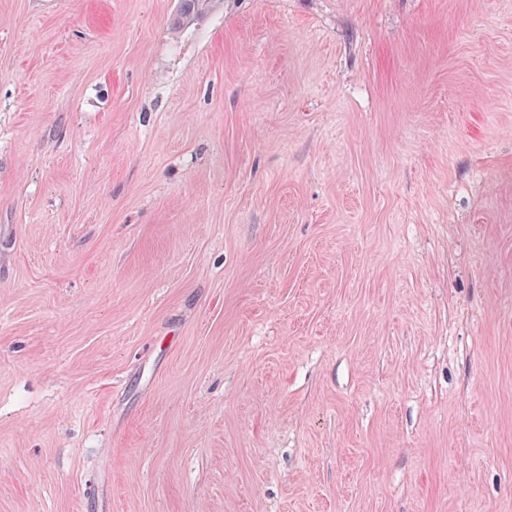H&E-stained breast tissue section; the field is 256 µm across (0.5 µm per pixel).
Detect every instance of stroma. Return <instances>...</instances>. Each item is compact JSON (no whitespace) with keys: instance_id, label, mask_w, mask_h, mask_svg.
Masks as SVG:
<instances>
[{"instance_id":"1","label":"stroma","mask_w":512,"mask_h":512,"mask_svg":"<svg viewBox=\"0 0 512 512\" xmlns=\"http://www.w3.org/2000/svg\"><path fill=\"white\" fill-rule=\"evenodd\" d=\"M0 0V512H512V0Z\"/></svg>"}]
</instances>
